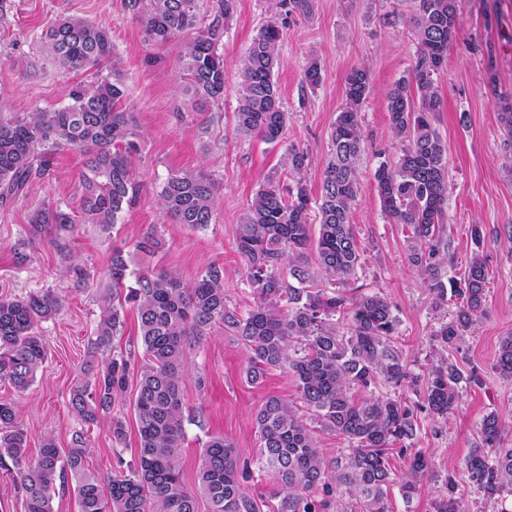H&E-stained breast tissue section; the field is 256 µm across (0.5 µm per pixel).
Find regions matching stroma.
Masks as SVG:
<instances>
[{"mask_svg":"<svg viewBox=\"0 0 512 512\" xmlns=\"http://www.w3.org/2000/svg\"><path fill=\"white\" fill-rule=\"evenodd\" d=\"M415 0H311L310 13L289 11L282 0H236L224 31V103L208 112L187 110V79L179 68L181 40L158 45L149 41L141 22L125 11L122 0H15L0 21V112L11 116L62 103L69 86L94 83L89 71H67L49 61L40 36L64 16H80L112 34L114 58L126 79L127 102L139 130L135 158L140 195L124 209L110 232L80 225L67 251H59L46 232L30 222L34 211L51 205L75 210L83 157L65 148L53 157L51 172L14 202L0 205V296L53 290L66 297L63 312L44 321L39 332L47 360L23 392L0 380V401L14 402L28 436V463L38 458L41 441L53 435L69 447L79 422L68 401L86 361L87 346L101 315L100 297L108 287L107 268L113 246H121L132 270L153 267L173 271L193 282L208 266L224 270L229 307L248 312L255 305L247 283L246 262L235 243L237 227L267 175L282 184L294 177L283 162L288 145L305 149L311 162L303 180L311 198H319L331 155V131L345 102V78L355 67L371 71L372 93L361 111L365 152L361 192L352 222L362 264L351 281L361 294H380L399 320L395 346L404 361L423 372L433 351L432 334L444 314L431 298L409 260L407 232L382 213L373 173L379 162L397 153L384 95L412 66L416 44L411 23ZM278 17L282 32L274 78L288 114L284 141L268 143L237 128V88L244 53L260 28ZM317 59L323 80L317 89L303 85L308 59ZM443 106L435 126L448 147V265L445 279L461 278L475 249H483L489 275L485 315L475 330L447 351L462 379L461 399L448 418L418 414L416 447L431 461L432 471L417 486L412 502L391 488V512H431L448 474L461 483L467 512H512V494L488 500L464 483L463 464L480 442L485 415L497 413L512 423V380L494 368L499 343L512 334V136L498 119L500 96H512V0H460L458 33L448 47L438 77ZM174 170L204 172L220 186L213 221L202 229L174 223L159 193ZM480 227L482 245L471 230ZM162 246L156 254L135 251L146 231ZM78 263L88 273L75 286L65 269ZM247 352L224 326L216 324L187 350V374L181 385L185 441L181 473L196 488L204 444L211 436L231 441L250 458L260 444L256 412L267 396L298 402L292 375L270 370L261 385L247 383ZM478 372L481 384L468 383ZM133 393H126L88 431L87 467L110 478L120 463L135 462L139 446ZM127 423L124 445L113 446V417Z\"/></svg>","mask_w":512,"mask_h":512,"instance_id":"1","label":"stroma"}]
</instances>
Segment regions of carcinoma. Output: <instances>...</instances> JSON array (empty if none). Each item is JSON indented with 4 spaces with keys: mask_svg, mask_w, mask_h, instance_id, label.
<instances>
[{
    "mask_svg": "<svg viewBox=\"0 0 512 512\" xmlns=\"http://www.w3.org/2000/svg\"><path fill=\"white\" fill-rule=\"evenodd\" d=\"M138 17L150 39L183 40L180 69L187 79L191 110L204 112L224 100V29L236 0H213L200 16L198 0H122ZM458 0H417L412 25L416 40L413 66L385 95L390 129L399 144L395 161H383L374 180L382 211L408 229L410 264L427 283L436 310L453 301V313L433 333L434 352L427 377L413 373L393 347L398 320L380 295L349 297L336 292L360 265L361 254L351 214L361 191L360 159L364 136L360 109L372 91L371 73L354 68L345 79V104L331 132L332 156L324 172L318 204V236L309 221L311 199L302 183L306 151L291 146L287 164L296 178L283 187L270 175L238 225L236 245L247 262V278L257 295L245 314L226 304L223 270L211 265L185 283L165 270H129L123 250L114 248L104 292V311L82 376L70 391L71 412L83 424L68 448L43 437L39 457L23 467L28 436L17 420V408L0 402V469L16 468L25 512H55L56 494L71 485L81 512H199L203 495L209 512H344V495L362 502V512H389L386 498L394 483L387 451H401L416 439L414 408L397 397L373 394L358 400L354 392L378 387L410 390L417 404L433 416L446 417L459 403L462 376L443 351L474 329L483 314L488 270L475 252L462 278L447 288L442 280L448 260V149L434 126L443 102L435 76L443 69L448 45L457 30ZM281 31L268 21L253 39L241 65L237 126L265 141L280 140L287 128L274 69L279 61ZM45 55L69 71L95 69L92 85L69 88L66 102L53 109L36 108L21 115L0 114V203L21 196L42 179L60 148L84 155L79 172V207L84 223L110 230L124 207L140 190L134 156L137 124L123 106L126 84L112 63L114 47L106 28L83 17L57 20L40 37ZM303 82L314 89L322 69L308 61ZM220 187L202 172H171L161 191L163 209L177 224L193 229L212 223ZM34 227H52L53 243L66 251L65 240L76 229L71 214L50 206L37 210ZM288 267V277L281 274ZM136 307L143 361L130 352L112 354L95 366L93 357L110 346L123 328L124 304ZM64 298L52 291L0 296V380L24 391L47 357L37 331L57 316ZM347 311V327L336 326V314ZM215 324L233 333L248 353L246 380L259 385L269 370L294 377L303 407L322 425L349 443L347 453L328 460L298 410L279 397L267 398L256 413L260 448L241 458L233 444L212 436L203 450L198 492L180 473L185 440L180 387L186 374L185 346ZM494 368L512 379V335L500 342ZM137 371L134 396L139 448L136 462L118 470L104 484L85 465L87 431L99 412L112 409ZM504 424L490 413L480 425L481 445L465 461L470 486L488 499L512 493V448L503 447ZM400 489L410 500L418 479L431 471L420 452L408 456ZM276 483L265 494L249 487L254 473ZM450 475L445 491L432 502V512H466Z\"/></svg>",
    "mask_w": 512,
    "mask_h": 512,
    "instance_id": "obj_1",
    "label": "carcinoma"
}]
</instances>
